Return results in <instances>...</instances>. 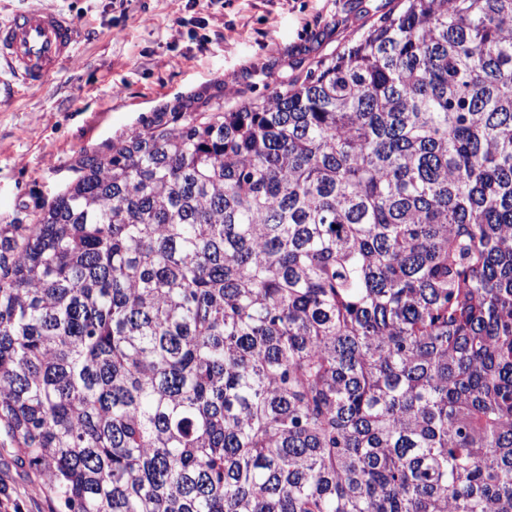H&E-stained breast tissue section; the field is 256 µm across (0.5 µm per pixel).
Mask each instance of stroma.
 Masks as SVG:
<instances>
[{"label":"stroma","mask_w":512,"mask_h":512,"mask_svg":"<svg viewBox=\"0 0 512 512\" xmlns=\"http://www.w3.org/2000/svg\"><path fill=\"white\" fill-rule=\"evenodd\" d=\"M390 0H0V23L46 8L79 26L74 56L23 86L0 60V225L32 223L75 176L161 113L236 106L268 73L339 47ZM0 503L53 512L49 487L0 431Z\"/></svg>","instance_id":"stroma-1"}]
</instances>
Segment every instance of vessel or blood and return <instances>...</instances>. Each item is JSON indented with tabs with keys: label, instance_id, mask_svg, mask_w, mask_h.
<instances>
[{
	"label": "vessel or blood",
	"instance_id": "b4317fda",
	"mask_svg": "<svg viewBox=\"0 0 512 512\" xmlns=\"http://www.w3.org/2000/svg\"><path fill=\"white\" fill-rule=\"evenodd\" d=\"M74 19L47 10H27L0 24V60L23 84L34 87L54 74L75 50Z\"/></svg>",
	"mask_w": 512,
	"mask_h": 512
}]
</instances>
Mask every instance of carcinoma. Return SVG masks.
Returning a JSON list of instances; mask_svg holds the SVG:
<instances>
[{
	"instance_id": "cac0c4a2",
	"label": "carcinoma",
	"mask_w": 512,
	"mask_h": 512,
	"mask_svg": "<svg viewBox=\"0 0 512 512\" xmlns=\"http://www.w3.org/2000/svg\"><path fill=\"white\" fill-rule=\"evenodd\" d=\"M0 425L59 512H512V0H396L0 225Z\"/></svg>"
}]
</instances>
